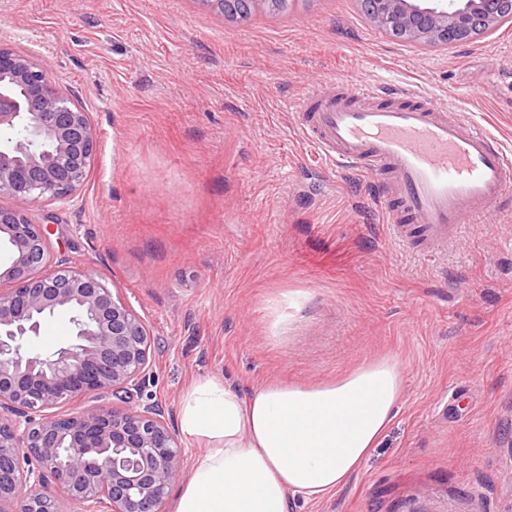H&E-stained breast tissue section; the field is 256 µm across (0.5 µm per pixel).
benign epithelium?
Listing matches in <instances>:
<instances>
[{"mask_svg": "<svg viewBox=\"0 0 512 512\" xmlns=\"http://www.w3.org/2000/svg\"><path fill=\"white\" fill-rule=\"evenodd\" d=\"M372 24L405 40L465 43L489 30L512 0H457L451 10L417 0H361ZM25 138L0 150V505L16 512H66L62 500L97 512H166L169 489L185 452L162 410L53 409L87 392L124 399L149 380L143 321L91 269L56 261L48 225L27 207L68 202L85 184L97 155L98 132L71 89L53 83L46 64L0 47V130ZM65 310L73 335L43 355L30 347L42 325Z\"/></svg>", "mask_w": 512, "mask_h": 512, "instance_id": "1", "label": "benign epithelium"}]
</instances>
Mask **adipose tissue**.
Returning a JSON list of instances; mask_svg holds the SVG:
<instances>
[{
    "label": "adipose tissue",
    "mask_w": 512,
    "mask_h": 512,
    "mask_svg": "<svg viewBox=\"0 0 512 512\" xmlns=\"http://www.w3.org/2000/svg\"><path fill=\"white\" fill-rule=\"evenodd\" d=\"M403 376L392 359L326 384L267 382L248 398L215 377L196 380L178 412L181 436L201 443L176 512H288L343 486L394 416Z\"/></svg>",
    "instance_id": "obj_1"
}]
</instances>
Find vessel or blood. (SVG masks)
Masks as SVG:
<instances>
[{"mask_svg": "<svg viewBox=\"0 0 512 512\" xmlns=\"http://www.w3.org/2000/svg\"><path fill=\"white\" fill-rule=\"evenodd\" d=\"M355 80L346 92L313 89L294 107L303 140L336 165L375 177L387 224L401 239L425 234L452 246L465 225L512 196V153L489 130L419 92Z\"/></svg>", "mask_w": 512, "mask_h": 512, "instance_id": "1", "label": "vessel or blood"}]
</instances>
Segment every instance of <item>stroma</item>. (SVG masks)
<instances>
[{
	"mask_svg": "<svg viewBox=\"0 0 512 512\" xmlns=\"http://www.w3.org/2000/svg\"><path fill=\"white\" fill-rule=\"evenodd\" d=\"M0 45L44 60L98 129L81 190L29 212L52 257L144 322L142 403L173 426L205 376L246 396L392 358L403 393L377 448L290 512H512V212L419 252L290 111L361 79L440 98L512 150V22L437 47L378 31L358 0L240 22L199 0H0Z\"/></svg>",
	"mask_w": 512,
	"mask_h": 512,
	"instance_id": "35a3bbf8",
	"label": "stroma"
}]
</instances>
